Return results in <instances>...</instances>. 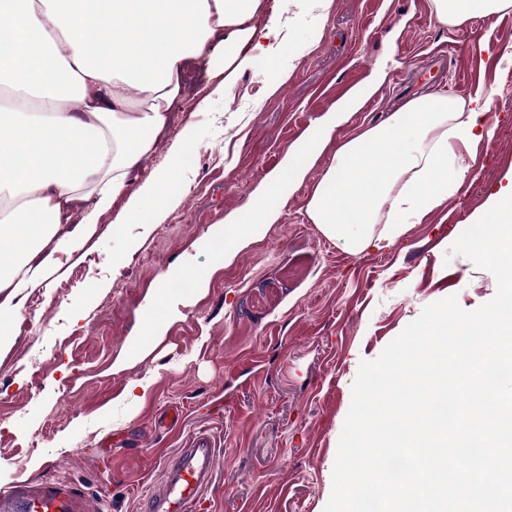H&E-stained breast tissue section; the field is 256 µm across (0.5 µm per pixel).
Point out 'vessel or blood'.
<instances>
[{"mask_svg": "<svg viewBox=\"0 0 512 512\" xmlns=\"http://www.w3.org/2000/svg\"><path fill=\"white\" fill-rule=\"evenodd\" d=\"M219 462L215 437L206 430L192 433L168 459L159 489L145 502V512H194ZM0 512H81V503L62 484L21 485L0 494Z\"/></svg>", "mask_w": 512, "mask_h": 512, "instance_id": "b4317fda", "label": "vessel or blood"}]
</instances>
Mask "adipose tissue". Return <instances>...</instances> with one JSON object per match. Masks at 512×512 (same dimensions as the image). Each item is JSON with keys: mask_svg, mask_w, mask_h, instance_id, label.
Returning a JSON list of instances; mask_svg holds the SVG:
<instances>
[{"mask_svg": "<svg viewBox=\"0 0 512 512\" xmlns=\"http://www.w3.org/2000/svg\"><path fill=\"white\" fill-rule=\"evenodd\" d=\"M437 20L512 11V0H432ZM287 23L262 0H0V289L39 284L76 206L89 217L125 201L128 175L155 147L185 63L213 62L216 37L264 52ZM493 89L468 99H410L340 144L306 205L309 220L352 252L386 248L439 207L469 172L463 151L491 140Z\"/></svg>", "mask_w": 512, "mask_h": 512, "instance_id": "ef3b65f1", "label": "adipose tissue"}]
</instances>
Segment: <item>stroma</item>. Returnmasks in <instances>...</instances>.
Returning a JSON list of instances; mask_svg holds the SVG:
<instances>
[{"instance_id": "1", "label": "stroma", "mask_w": 512, "mask_h": 512, "mask_svg": "<svg viewBox=\"0 0 512 512\" xmlns=\"http://www.w3.org/2000/svg\"><path fill=\"white\" fill-rule=\"evenodd\" d=\"M262 2L297 14L290 39L261 75L234 66L223 82L207 63L187 67L166 129L132 174L151 221L118 203L95 224L75 211L63 227L74 245L15 297L16 317L0 326V492L61 481L85 512H144L165 459L206 428L221 461L200 512H324L360 362L430 303L453 295L472 311L495 296L492 273L445 253L512 176V65L501 61L512 13L443 26L431 0H332L321 15ZM280 72L287 82L268 94L266 77ZM480 84L496 91L491 141L392 249L350 253L309 221L328 152L286 186L273 223L250 224L270 177L304 162L306 135L354 89L374 91L334 141L416 94L465 98ZM180 279L191 288H175ZM142 378L153 384L141 399L120 402ZM171 406L184 420L168 434L159 415Z\"/></svg>"}]
</instances>
